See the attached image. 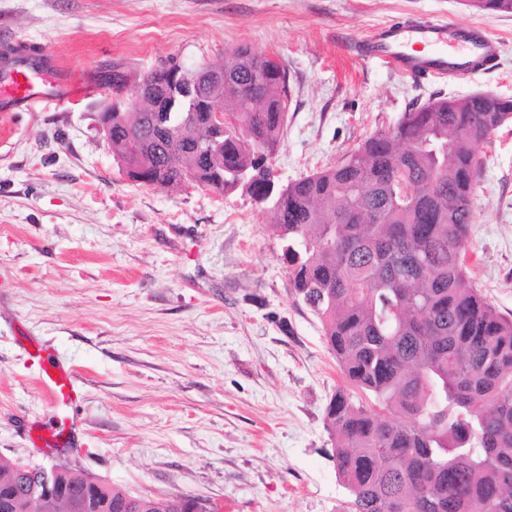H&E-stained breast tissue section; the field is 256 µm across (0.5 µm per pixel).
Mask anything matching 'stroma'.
<instances>
[{"mask_svg": "<svg viewBox=\"0 0 512 512\" xmlns=\"http://www.w3.org/2000/svg\"><path fill=\"white\" fill-rule=\"evenodd\" d=\"M411 14L485 25L501 44L487 71L453 81L366 58L376 26ZM288 71L281 182L335 166L403 112L436 97L512 99V14L464 0H0V53L50 51L98 76H135L239 44ZM76 104L0 117V456L68 463L211 512H344L325 407L343 376L319 319L289 293L264 207L198 186L131 181L98 116ZM466 262L474 286L512 316V123L477 145ZM49 342L84 378L72 447L37 448L55 424L16 338Z\"/></svg>", "mask_w": 512, "mask_h": 512, "instance_id": "obj_1", "label": "stroma"}]
</instances>
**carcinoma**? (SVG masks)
I'll list each match as a JSON object with an SVG mask.
<instances>
[{"mask_svg": "<svg viewBox=\"0 0 512 512\" xmlns=\"http://www.w3.org/2000/svg\"><path fill=\"white\" fill-rule=\"evenodd\" d=\"M487 15L512 0H467ZM112 88V153L134 181L158 190L195 184L241 192L269 207L288 260L290 290L319 318L348 387L325 408L345 512H512V318L470 282L465 249L475 145L512 121V100L434 98L369 136L340 165L286 185L251 135L275 153L288 110L285 68L245 45L224 58L130 78L121 61L101 71ZM159 97L135 112L128 85ZM221 109L224 129L203 131ZM370 393L378 408L356 403ZM76 470L69 497L94 492L112 512H207L196 496L159 504ZM29 486L0 463V496Z\"/></svg>", "mask_w": 512, "mask_h": 512, "instance_id": "carcinoma-1", "label": "carcinoma"}]
</instances>
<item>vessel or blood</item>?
Here are the masks:
<instances>
[{"label": "vessel or blood", "instance_id": "1", "mask_svg": "<svg viewBox=\"0 0 512 512\" xmlns=\"http://www.w3.org/2000/svg\"><path fill=\"white\" fill-rule=\"evenodd\" d=\"M499 50L485 27L423 18L379 26L364 45L367 56L394 71L435 79L471 74L494 60ZM99 91L93 79H72L69 67L51 56L41 64L21 60L0 70V108L13 112H29L38 105L62 107ZM31 359L38 368L35 380L56 414L55 429L42 440L52 448L64 430L76 427L69 410L80 397L79 375L51 345L41 344Z\"/></svg>", "mask_w": 512, "mask_h": 512}]
</instances>
